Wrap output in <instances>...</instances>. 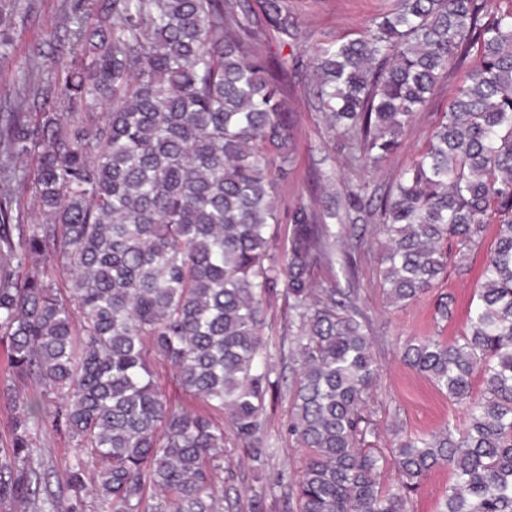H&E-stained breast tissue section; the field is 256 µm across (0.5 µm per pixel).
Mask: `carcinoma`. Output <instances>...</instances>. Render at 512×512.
<instances>
[{"mask_svg":"<svg viewBox=\"0 0 512 512\" xmlns=\"http://www.w3.org/2000/svg\"><path fill=\"white\" fill-rule=\"evenodd\" d=\"M508 6H503V3ZM63 33L36 46L19 102L0 111V336L39 397H9L0 504L27 512H239L217 498L224 419L257 468L266 395L287 388L288 434L307 456L273 487L299 512H409L431 472L454 476L438 512H512V0H393L363 34L321 48L313 94L360 174L395 154L448 67L468 69L427 150L387 192L301 201L283 262L276 204L295 161L284 105L297 36L288 0H62ZM33 0H0V62ZM30 196L34 216L17 206ZM383 235L380 288L406 306L462 271L490 221L496 241L467 326L410 339L403 362L465 410L464 427L377 448L378 364L354 291L314 269L351 268L359 223ZM345 243L341 251L336 244ZM283 287L297 326L286 385L263 355V302ZM202 404L177 411L158 366ZM480 377L482 389L474 391ZM73 441L63 471L36 459L46 426ZM393 469L397 482L382 474ZM56 489H51V486Z\"/></svg>","mask_w":512,"mask_h":512,"instance_id":"1","label":"carcinoma"}]
</instances>
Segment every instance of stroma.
I'll use <instances>...</instances> for the list:
<instances>
[{
    "label": "stroma",
    "instance_id": "35a3bbf8",
    "mask_svg": "<svg viewBox=\"0 0 512 512\" xmlns=\"http://www.w3.org/2000/svg\"><path fill=\"white\" fill-rule=\"evenodd\" d=\"M59 0H37V12L32 17L18 20L9 63L0 66V100L11 96L21 70L25 67L31 49L53 36ZM295 15L298 38L293 45L295 65L288 70L291 94L285 99L296 120V160L288 183L279 188L281 206H294L308 194V188L318 175L332 172L341 155L340 137L328 136L320 120L312 96L311 70L319 47L337 40L355 39L362 35L363 24L369 17L388 10L389 0H288ZM465 77L464 70H449L437 89L429 107L420 112L408 131L400 150L376 170L368 173L372 187L381 189L394 183L422 152L427 137L446 112L457 88ZM376 223L366 226L363 248L357 259L355 277H348L340 266L321 267L314 273L316 286L355 288L359 307L370 323L372 352L380 365V374L374 385L370 412L377 422L380 437L378 447H390L395 431L406 434L428 433L440 429L447 422L462 423L464 415L459 405L448 400L426 377L406 367L400 359V346L412 336H436L442 341H454L467 323L473 298L482 282L487 250L494 245V232H487L483 248L472 251L468 271L460 275L449 271L447 279L436 288L405 307L389 305L379 286L381 268V238ZM452 294L454 304L448 320L435 317L438 298ZM265 352L277 371L288 372L289 366L280 356L283 342L288 341V301L277 295L267 304L266 320L262 328ZM291 413L287 391L268 393L262 414L264 441L270 450L265 470L252 467L247 453L240 448L232 431H225L224 446L231 456L235 478L225 483L226 492H237L241 506H248L251 498L264 497L266 512H286L287 501L270 484L278 473L296 475L306 451L286 426Z\"/></svg>",
    "mask_w": 512,
    "mask_h": 512
}]
</instances>
